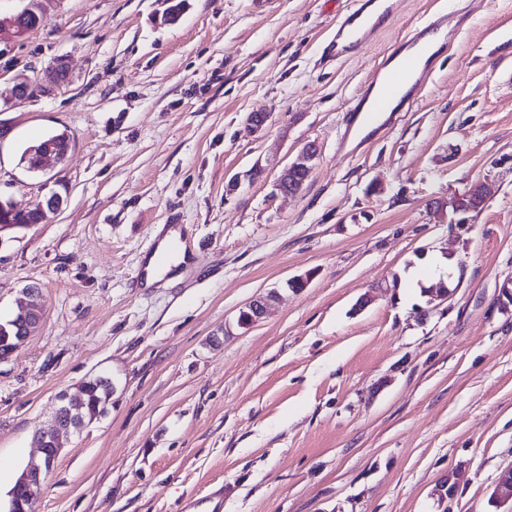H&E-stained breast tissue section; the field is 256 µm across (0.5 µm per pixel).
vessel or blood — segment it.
Masks as SVG:
<instances>
[{
	"instance_id": "obj_1",
	"label": "vessel or blood",
	"mask_w": 512,
	"mask_h": 512,
	"mask_svg": "<svg viewBox=\"0 0 512 512\" xmlns=\"http://www.w3.org/2000/svg\"><path fill=\"white\" fill-rule=\"evenodd\" d=\"M398 2L356 0L352 9L337 16L320 48L322 59L337 62L362 53L369 33L396 15ZM470 17L467 10L452 19L442 12L431 14L382 58L346 113L340 148L368 146L419 99L440 51L450 48Z\"/></svg>"
}]
</instances>
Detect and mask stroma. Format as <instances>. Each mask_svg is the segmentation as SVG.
Returning a JSON list of instances; mask_svg holds the SVG:
<instances>
[{"label": "stroma", "mask_w": 512, "mask_h": 512, "mask_svg": "<svg viewBox=\"0 0 512 512\" xmlns=\"http://www.w3.org/2000/svg\"><path fill=\"white\" fill-rule=\"evenodd\" d=\"M353 2L187 0L169 23L166 0H42V27L0 40V199L64 194L0 234V321L26 286L44 306L0 362V512L41 465L35 435L60 395L97 376L114 386L106 411L65 439L34 512H212L219 489L223 512H505L512 0H400L363 54L320 65ZM463 7L470 25L418 103L340 152L383 56ZM21 74L37 96L13 98ZM251 115L266 116L260 131ZM61 131L64 161L30 168L27 148ZM309 146L302 189L281 193ZM478 181L481 211L445 209ZM173 216L193 232L199 281L137 287L144 245ZM271 291L266 315L239 326Z\"/></svg>", "instance_id": "obj_1"}]
</instances>
